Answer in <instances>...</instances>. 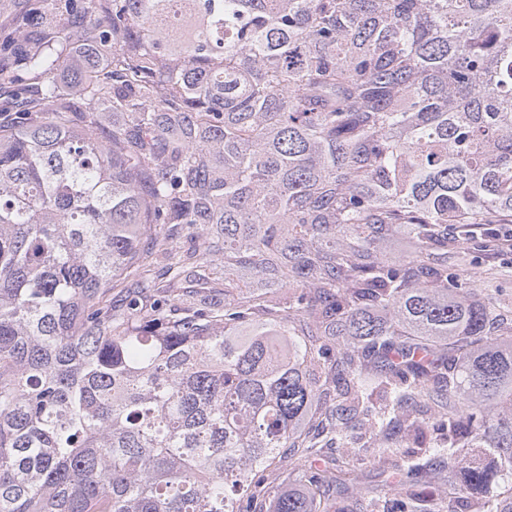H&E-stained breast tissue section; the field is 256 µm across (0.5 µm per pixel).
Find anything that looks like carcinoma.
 Listing matches in <instances>:
<instances>
[{"instance_id": "carcinoma-1", "label": "carcinoma", "mask_w": 512, "mask_h": 512, "mask_svg": "<svg viewBox=\"0 0 512 512\" xmlns=\"http://www.w3.org/2000/svg\"><path fill=\"white\" fill-rule=\"evenodd\" d=\"M14 13L0 512H253L281 449L315 455L312 422L396 470L370 512H430L420 478L448 479L444 512H512L509 323L448 272V225L512 224V0ZM425 429L418 455L384 447ZM296 479L274 512L362 496L343 456Z\"/></svg>"}]
</instances>
